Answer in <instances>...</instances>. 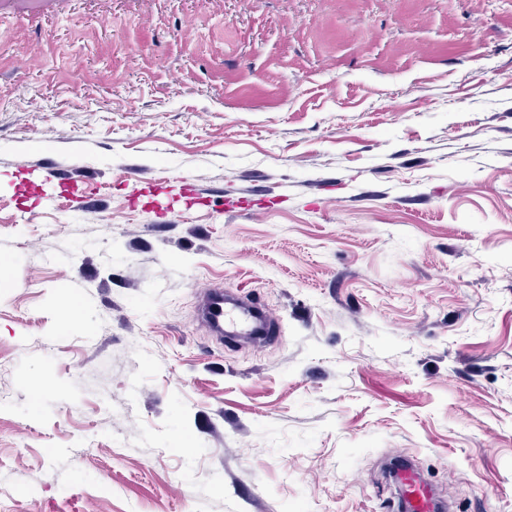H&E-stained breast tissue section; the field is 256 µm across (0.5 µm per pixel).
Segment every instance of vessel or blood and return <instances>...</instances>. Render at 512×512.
I'll return each instance as SVG.
<instances>
[{
  "label": "vessel or blood",
  "instance_id": "b4317fda",
  "mask_svg": "<svg viewBox=\"0 0 512 512\" xmlns=\"http://www.w3.org/2000/svg\"><path fill=\"white\" fill-rule=\"evenodd\" d=\"M198 318L210 335L234 340L247 337L266 346L280 334V321L262 302L242 299L226 291L223 285L211 284L198 294ZM400 512H440L442 504L432 485L412 469L399 475Z\"/></svg>",
  "mask_w": 512,
  "mask_h": 512
}]
</instances>
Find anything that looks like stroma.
Masks as SVG:
<instances>
[{
    "mask_svg": "<svg viewBox=\"0 0 512 512\" xmlns=\"http://www.w3.org/2000/svg\"><path fill=\"white\" fill-rule=\"evenodd\" d=\"M0 0V512H512V0ZM281 320L220 343L196 289ZM398 509L404 512H438L442 504L432 487L419 473L410 468L399 475Z\"/></svg>",
    "mask_w": 512,
    "mask_h": 512,
    "instance_id": "35a3bbf8",
    "label": "stroma"
}]
</instances>
